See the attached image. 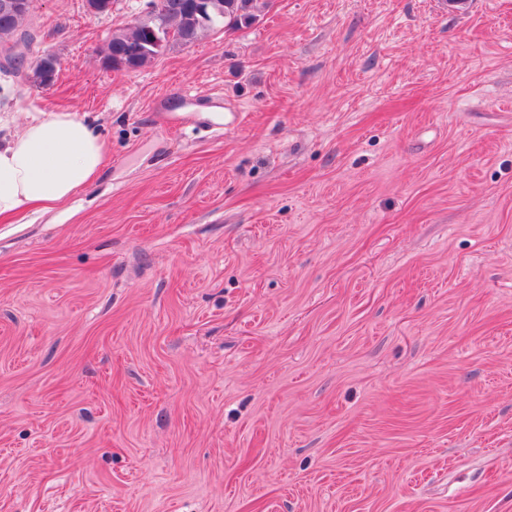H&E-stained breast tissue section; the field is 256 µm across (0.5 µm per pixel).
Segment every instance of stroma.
Wrapping results in <instances>:
<instances>
[{
  "label": "stroma",
  "instance_id": "stroma-1",
  "mask_svg": "<svg viewBox=\"0 0 512 512\" xmlns=\"http://www.w3.org/2000/svg\"><path fill=\"white\" fill-rule=\"evenodd\" d=\"M83 3L0 74L107 146L0 223V512H512V0H268L136 72L144 0ZM181 106L178 111L167 106V100H160L156 109L168 126L175 128L204 127L211 131H224L234 127L241 116L236 110L224 109V97L216 92L192 94L189 91L178 93ZM225 110V111H224ZM228 112V116L224 112Z\"/></svg>",
  "mask_w": 512,
  "mask_h": 512
}]
</instances>
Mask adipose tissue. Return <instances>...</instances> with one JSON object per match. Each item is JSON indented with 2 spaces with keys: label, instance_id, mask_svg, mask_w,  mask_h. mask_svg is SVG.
<instances>
[{
  "label": "adipose tissue",
  "instance_id": "obj_1",
  "mask_svg": "<svg viewBox=\"0 0 512 512\" xmlns=\"http://www.w3.org/2000/svg\"><path fill=\"white\" fill-rule=\"evenodd\" d=\"M0 116V221L47 210L98 177L104 141L74 112L33 113L17 130Z\"/></svg>",
  "mask_w": 512,
  "mask_h": 512
}]
</instances>
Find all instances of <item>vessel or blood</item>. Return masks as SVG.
Listing matches in <instances>:
<instances>
[{"instance_id": "b4317fda", "label": "vessel or blood", "mask_w": 512, "mask_h": 512, "mask_svg": "<svg viewBox=\"0 0 512 512\" xmlns=\"http://www.w3.org/2000/svg\"><path fill=\"white\" fill-rule=\"evenodd\" d=\"M178 97L181 101L179 110L169 109L163 100L156 105L168 126L180 129L204 127L221 131L234 127L239 121L240 115L237 111H225L224 98L219 93L194 94L182 91Z\"/></svg>"}]
</instances>
